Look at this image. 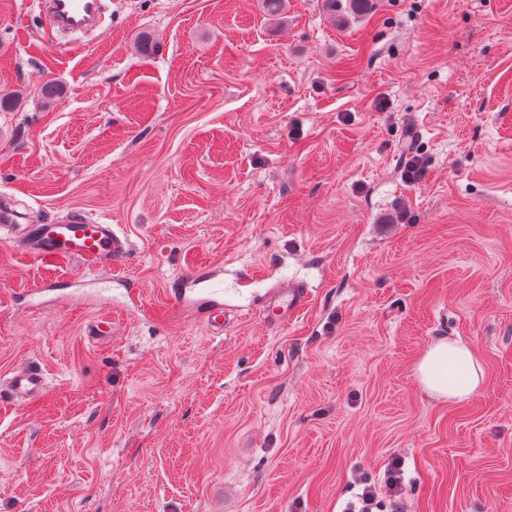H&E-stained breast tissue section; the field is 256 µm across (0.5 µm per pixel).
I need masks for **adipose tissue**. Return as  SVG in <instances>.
<instances>
[{
    "mask_svg": "<svg viewBox=\"0 0 512 512\" xmlns=\"http://www.w3.org/2000/svg\"><path fill=\"white\" fill-rule=\"evenodd\" d=\"M419 387L434 399L459 403L483 386L485 371L479 356L467 344L447 337L432 340L414 366Z\"/></svg>",
    "mask_w": 512,
    "mask_h": 512,
    "instance_id": "ef3b65f1",
    "label": "adipose tissue"
}]
</instances>
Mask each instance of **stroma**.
I'll return each mask as SVG.
<instances>
[{
    "instance_id": "35a3bbf8",
    "label": "stroma",
    "mask_w": 512,
    "mask_h": 512,
    "mask_svg": "<svg viewBox=\"0 0 512 512\" xmlns=\"http://www.w3.org/2000/svg\"><path fill=\"white\" fill-rule=\"evenodd\" d=\"M51 38L0 0V205L132 254L85 287L0 240V377H49L0 403V512H341L394 455L404 512H512V0H112ZM217 264L213 336L167 290ZM286 277L312 301L272 327ZM439 336L483 362L468 400L413 377ZM47 386V377L41 366L29 364L0 382V398L6 396L18 403H29L40 398Z\"/></svg>"
}]
</instances>
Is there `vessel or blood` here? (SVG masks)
<instances>
[{
	"label": "vessel or blood",
	"instance_id": "b4317fda",
	"mask_svg": "<svg viewBox=\"0 0 512 512\" xmlns=\"http://www.w3.org/2000/svg\"><path fill=\"white\" fill-rule=\"evenodd\" d=\"M99 8L98 0H49L46 22L56 28L82 30L94 23ZM23 230L19 247L42 259H76L97 272L125 265L129 259V239L116 225L96 223L77 213L45 224H27ZM212 278L208 267L190 272L168 296L176 315L199 319L212 334L219 335L226 317L224 291L212 286ZM309 301L310 290L305 284L284 281L269 297L265 318L271 323L287 322ZM47 386L41 366L30 364L0 381V397L29 403L40 398Z\"/></svg>",
	"mask_w": 512,
	"mask_h": 512
}]
</instances>
